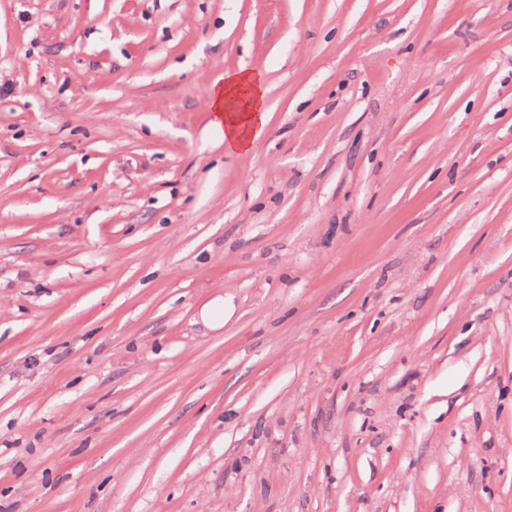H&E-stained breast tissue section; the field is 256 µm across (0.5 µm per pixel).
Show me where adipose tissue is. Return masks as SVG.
Wrapping results in <instances>:
<instances>
[{"label":"adipose tissue","instance_id":"adipose-tissue-1","mask_svg":"<svg viewBox=\"0 0 512 512\" xmlns=\"http://www.w3.org/2000/svg\"><path fill=\"white\" fill-rule=\"evenodd\" d=\"M208 106L214 123L224 131V147L245 154L263 135L267 123L260 76L241 69L214 83Z\"/></svg>","mask_w":512,"mask_h":512}]
</instances>
